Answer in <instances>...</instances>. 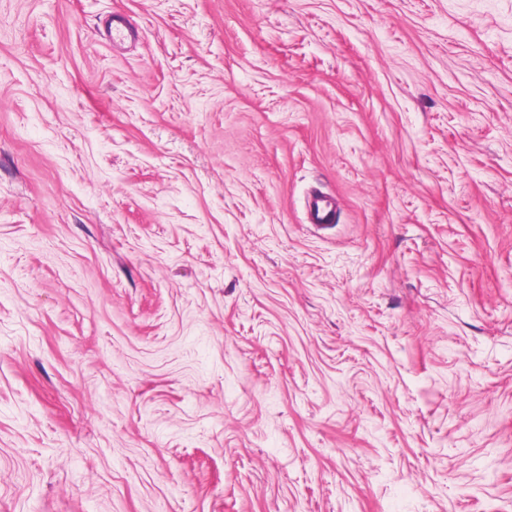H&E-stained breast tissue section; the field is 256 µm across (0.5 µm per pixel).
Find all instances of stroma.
<instances>
[{
	"label": "stroma",
	"instance_id": "obj_1",
	"mask_svg": "<svg viewBox=\"0 0 512 512\" xmlns=\"http://www.w3.org/2000/svg\"><path fill=\"white\" fill-rule=\"evenodd\" d=\"M0 512H512V0H0ZM312 224H328L336 214V200L324 194L313 192L307 200Z\"/></svg>",
	"mask_w": 512,
	"mask_h": 512
}]
</instances>
